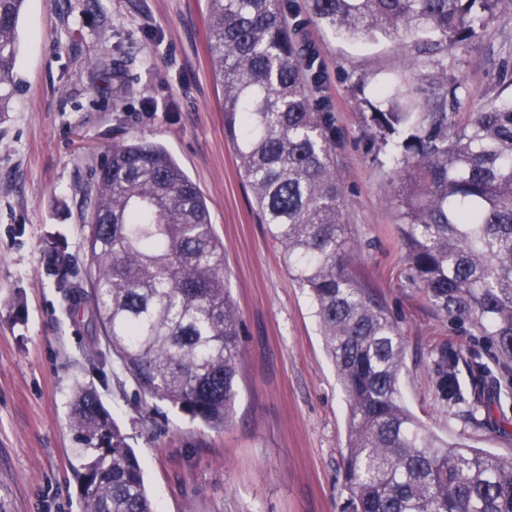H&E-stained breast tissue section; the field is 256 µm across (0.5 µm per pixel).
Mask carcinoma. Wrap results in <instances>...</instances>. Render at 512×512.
I'll use <instances>...</instances> for the list:
<instances>
[{
  "label": "carcinoma",
  "instance_id": "obj_1",
  "mask_svg": "<svg viewBox=\"0 0 512 512\" xmlns=\"http://www.w3.org/2000/svg\"><path fill=\"white\" fill-rule=\"evenodd\" d=\"M25 0H0V117L18 86ZM311 18L350 39L384 35L423 69L412 85L359 99L377 150L391 148L410 284L436 314L489 344L490 363L440 350L437 402L478 422L493 416L482 386L512 391V46L502 82L458 112L448 50L478 37L503 0H307ZM207 49L254 209L309 291L348 400L343 512H512V457L429 433L402 401L397 323L352 274L333 116L292 0H207ZM87 266L66 243L47 270L75 308L88 307L137 393L212 429L232 419L243 320L224 278V244L197 185L161 144H115L96 170ZM469 390L458 383L461 368ZM82 512H156L137 455L97 392L71 401Z\"/></svg>",
  "mask_w": 512,
  "mask_h": 512
}]
</instances>
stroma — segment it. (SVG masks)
<instances>
[{
    "mask_svg": "<svg viewBox=\"0 0 512 512\" xmlns=\"http://www.w3.org/2000/svg\"><path fill=\"white\" fill-rule=\"evenodd\" d=\"M205 0H26L14 69L18 91L0 120V501L7 512H81L70 406L93 388L125 430L158 512H341L347 401L306 291L251 209L207 51ZM336 129L350 267L404 338L400 391L436 436L512 456V396L493 421L449 419L434 401L433 359L485 351L444 320L406 279L390 202L394 173L379 165L354 93L357 82L408 86L413 72L390 39L348 40L306 24ZM497 13L483 41L454 46L448 73L470 112L498 80ZM163 144L198 185L224 242L226 286L244 322L231 424L216 430L163 402L101 359L88 313L68 310L47 273L66 241L86 263L82 221L91 174L112 145Z\"/></svg>",
    "mask_w": 512,
    "mask_h": 512,
    "instance_id": "obj_1",
    "label": "stroma"
}]
</instances>
